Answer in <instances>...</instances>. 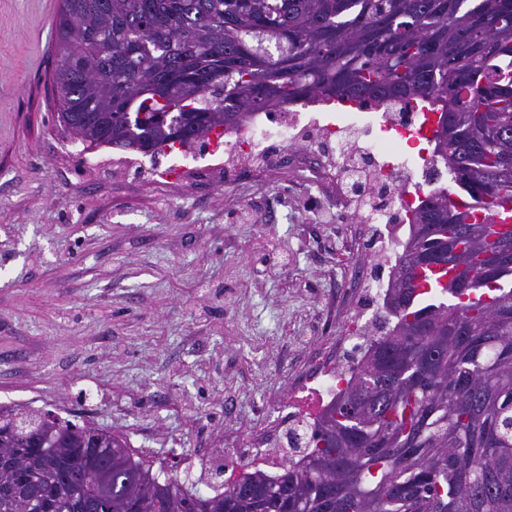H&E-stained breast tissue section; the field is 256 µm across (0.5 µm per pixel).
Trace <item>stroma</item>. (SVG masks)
<instances>
[{"label": "stroma", "instance_id": "stroma-1", "mask_svg": "<svg viewBox=\"0 0 512 512\" xmlns=\"http://www.w3.org/2000/svg\"><path fill=\"white\" fill-rule=\"evenodd\" d=\"M59 0H0V408L125 437L200 490L245 460L335 336L347 215L285 174L200 196L124 183L54 115Z\"/></svg>", "mask_w": 512, "mask_h": 512}]
</instances>
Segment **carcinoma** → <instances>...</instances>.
Returning a JSON list of instances; mask_svg holds the SVG:
<instances>
[{"mask_svg": "<svg viewBox=\"0 0 512 512\" xmlns=\"http://www.w3.org/2000/svg\"><path fill=\"white\" fill-rule=\"evenodd\" d=\"M57 121L95 147L154 155L314 99L423 103L451 185L413 210L389 300L345 390L271 475L209 495L110 431L0 411V512H512V0H60ZM506 212L508 227L479 219ZM440 255L457 299L416 293Z\"/></svg>", "mask_w": 512, "mask_h": 512, "instance_id": "carcinoma-1", "label": "carcinoma"}]
</instances>
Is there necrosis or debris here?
Returning <instances> with one entry per match:
<instances>
[{"label":"necrosis or debris","mask_w":512,"mask_h":512,"mask_svg":"<svg viewBox=\"0 0 512 512\" xmlns=\"http://www.w3.org/2000/svg\"><path fill=\"white\" fill-rule=\"evenodd\" d=\"M417 112L401 106L336 108L311 101L278 113H256L226 132L223 150H185L175 176L183 184L213 190L245 180L266 179L296 169L335 199L352 221L358 247L351 259L353 283L343 298L342 331L320 344L295 381L286 409L267 414L249 432L256 465L272 468L262 450L282 446L296 419L320 420L354 377L371 330L364 303L384 304L387 284L372 278L380 264L393 271L410 231L415 189L439 188L448 173L434 158L417 161L408 147L416 141ZM355 360H347V353Z\"/></svg>","instance_id":"1"}]
</instances>
